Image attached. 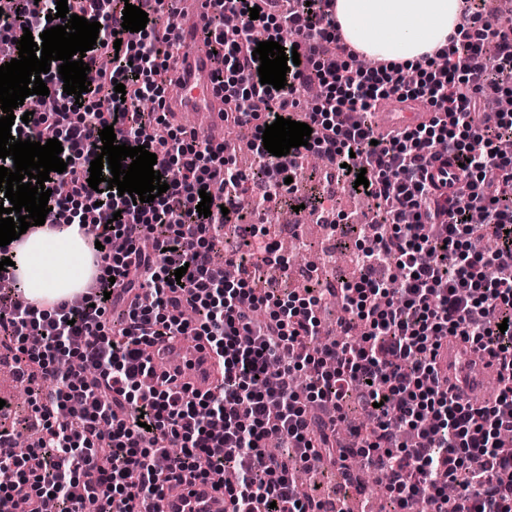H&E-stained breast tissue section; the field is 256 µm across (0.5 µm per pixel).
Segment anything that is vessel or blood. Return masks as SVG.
Masks as SVG:
<instances>
[{
	"label": "vessel or blood",
	"instance_id": "obj_1",
	"mask_svg": "<svg viewBox=\"0 0 512 512\" xmlns=\"http://www.w3.org/2000/svg\"><path fill=\"white\" fill-rule=\"evenodd\" d=\"M206 0H182V20L177 28L179 37L190 47L183 58L180 79L169 87L165 108L176 116L185 111L196 113L198 124L207 128L224 122V98L214 91L212 62L207 47L199 41V33L207 20ZM430 113L411 102L392 101L378 115V129L385 132L406 125L429 122ZM486 358L459 339L443 342L437 351V366L448 374L464 397H471L482 387V366ZM177 370L180 380L199 390H207L214 376V367L208 350L195 349L185 354ZM229 502L223 490H208L204 502L191 496L168 497L159 504L160 512H228Z\"/></svg>",
	"mask_w": 512,
	"mask_h": 512
}]
</instances>
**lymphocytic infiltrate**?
<instances>
[{
  "mask_svg": "<svg viewBox=\"0 0 512 512\" xmlns=\"http://www.w3.org/2000/svg\"><path fill=\"white\" fill-rule=\"evenodd\" d=\"M162 0H68L70 13L100 22L99 42L86 64L101 56L110 69L90 85L92 102L76 104L57 69L44 74L57 111L27 115L18 106L14 137L42 141L53 130L68 160L51 173L53 221L70 219L75 199L94 203L92 255L101 271L81 306L64 300L43 308L18 288L14 267L0 271V345L18 372L42 388L30 405L40 438L24 452L0 451V466L15 482L0 487V512H137L157 504L168 485L203 482L230 470L224 493L231 512H327L292 480L299 463L338 462L346 455L384 471L391 512H512V451L500 435L512 431V157L499 153L512 140V113L488 112L486 100L512 94V22L484 18L483 0H463L453 35L427 54L418 79L402 65L360 66L334 16L335 0H284L281 12L263 0H207L204 39L214 51V81L230 87L224 119L252 127L251 150L264 177L251 201L265 210L287 177L309 155L370 196L375 211L359 225V274L342 281L335 297L345 334L364 327L361 341L320 340L323 296L311 290L302 305L261 287L256 273L219 281L211 257L222 239L216 227L235 223L212 200L199 216L200 190L238 193L247 180L231 158L198 136H186L166 116L151 117L140 103L162 102L184 56L160 9ZM148 15L144 30L122 29L125 5ZM259 7L258 19L249 10ZM56 0H7L0 12V50L17 57L24 31L40 36ZM296 49L300 62L285 88L261 83L255 30ZM496 52L487 55L485 47ZM125 86L114 91L115 83ZM321 96L299 111L311 83ZM417 100L432 108L429 123L378 134L372 117L381 101ZM308 124V145L275 158L263 131L276 118ZM143 145L156 169H179L166 193L150 203L119 195L103 171L88 185L99 132ZM454 167L456 190L444 196L431 169ZM365 174L368 187L356 186ZM129 248L116 253L113 239ZM183 277H175L177 268ZM459 337L485 355L500 383L483 406L463 401L436 367L441 342ZM202 340L222 379L218 390L197 391L157 373L145 347L178 339ZM74 359L96 373L94 384L61 371ZM307 378L293 387L295 373ZM358 398L370 434L353 432L351 448L336 436L344 408ZM276 438L279 454L265 453Z\"/></svg>",
  "mask_w": 512,
  "mask_h": 512,
  "instance_id": "1",
  "label": "lymphocytic infiltrate"
}]
</instances>
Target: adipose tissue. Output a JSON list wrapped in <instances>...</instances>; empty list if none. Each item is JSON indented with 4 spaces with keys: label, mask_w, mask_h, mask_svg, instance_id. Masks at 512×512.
I'll use <instances>...</instances> for the list:
<instances>
[{
    "label": "adipose tissue",
    "mask_w": 512,
    "mask_h": 512,
    "mask_svg": "<svg viewBox=\"0 0 512 512\" xmlns=\"http://www.w3.org/2000/svg\"><path fill=\"white\" fill-rule=\"evenodd\" d=\"M461 0H336V23L346 39L370 58L416 68L422 56L444 46L453 33ZM78 225L31 236L14 251L17 285L36 301L80 293L94 267ZM80 266H71L73 257Z\"/></svg>",
    "instance_id": "adipose-tissue-1"
}]
</instances>
